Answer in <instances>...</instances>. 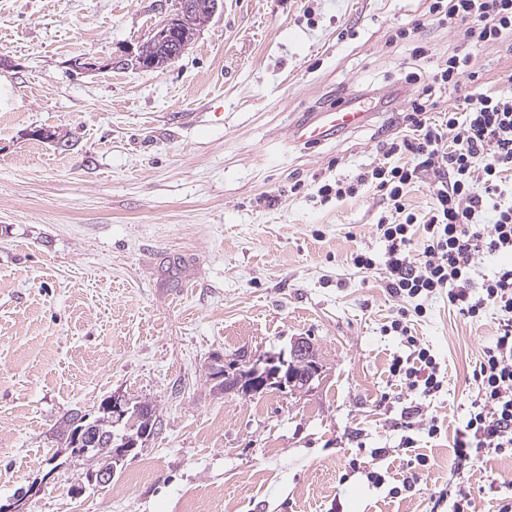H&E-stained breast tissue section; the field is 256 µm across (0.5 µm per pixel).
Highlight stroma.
<instances>
[{
	"label": "stroma",
	"instance_id": "stroma-1",
	"mask_svg": "<svg viewBox=\"0 0 512 512\" xmlns=\"http://www.w3.org/2000/svg\"><path fill=\"white\" fill-rule=\"evenodd\" d=\"M179 10L0 0V506L428 512L456 480L476 512H497L512 456L465 463L453 438L498 312L471 322L446 294L425 299L412 333L448 381L408 390L389 372L410 353L390 330L401 303L350 260L382 257L381 200L309 196L313 178L379 161L401 130L418 88L393 91L412 47L391 37L420 0H218L178 59L132 66ZM83 57L99 71L78 70ZM369 85L389 109L321 145L291 142L297 119ZM297 336L323 367L312 391L224 394L208 376L214 358L277 354ZM118 393L152 403L161 431L101 485L55 434ZM408 436L427 460L412 471Z\"/></svg>",
	"mask_w": 512,
	"mask_h": 512
}]
</instances>
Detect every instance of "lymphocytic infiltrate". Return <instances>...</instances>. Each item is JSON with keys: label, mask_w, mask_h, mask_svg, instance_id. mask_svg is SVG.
<instances>
[{"label": "lymphocytic infiltrate", "mask_w": 512, "mask_h": 512, "mask_svg": "<svg viewBox=\"0 0 512 512\" xmlns=\"http://www.w3.org/2000/svg\"><path fill=\"white\" fill-rule=\"evenodd\" d=\"M429 25L461 28L463 38L425 76L405 75V83L422 84L403 118L405 133L386 144L382 161L354 178L314 184L312 191L325 202L362 191L381 197L386 213L376 234L383 257L360 250L352 263L361 270L383 267L396 297L443 292L463 318L476 321L490 309L500 313L499 332L472 370L474 394L454 441L456 456L468 460L486 450L512 452V264L483 276L481 285L472 278L478 257L512 255V94L481 81L472 54L474 46L512 39V0H423L420 20L395 37L414 38ZM445 94L453 102L435 118ZM426 171L435 180L429 210L419 215L407 199ZM423 313L418 305L401 310L393 321V332L413 351L408 358H393L390 373L430 396L442 390L445 375L406 322L408 315Z\"/></svg>", "instance_id": "lymphocytic-infiltrate-1"}]
</instances>
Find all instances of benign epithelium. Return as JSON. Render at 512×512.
Masks as SVG:
<instances>
[{
	"label": "benign epithelium",
	"mask_w": 512,
	"mask_h": 512,
	"mask_svg": "<svg viewBox=\"0 0 512 512\" xmlns=\"http://www.w3.org/2000/svg\"><path fill=\"white\" fill-rule=\"evenodd\" d=\"M218 0H181V7L176 17L158 25L159 35L167 38L168 60L180 57L191 42L201 24L214 13ZM291 362L298 366H307L309 373L299 380L290 374L280 375L278 370H270L269 366L277 362V356L269 355L259 359H240L232 363H224L217 358L210 366L217 388L226 392L255 393V388H265L273 384L275 388H289L297 393L313 388L314 383L322 377V368L314 344L307 337L295 338L290 346ZM155 415L150 411H141L137 418L129 420V424L139 428L138 433L128 436L123 441V447L113 450V460L121 463L128 453L138 446V441L145 439L154 432ZM77 429L69 442V447L90 446L96 444L104 436L101 422L88 421V417L80 415L76 418Z\"/></svg>",
	"instance_id": "1"
}]
</instances>
